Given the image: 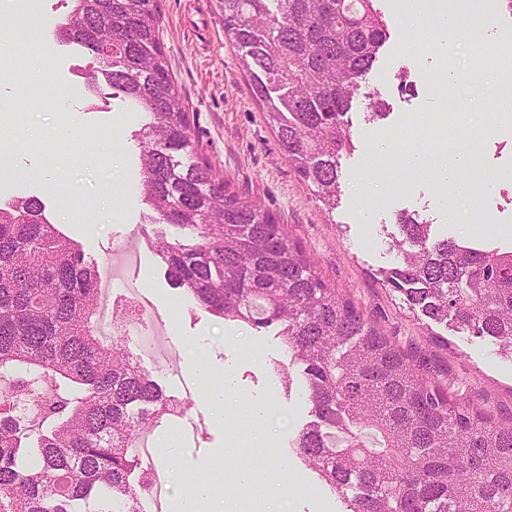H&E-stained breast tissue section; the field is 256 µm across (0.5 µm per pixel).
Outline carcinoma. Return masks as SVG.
<instances>
[{
	"label": "carcinoma",
	"instance_id": "obj_1",
	"mask_svg": "<svg viewBox=\"0 0 512 512\" xmlns=\"http://www.w3.org/2000/svg\"><path fill=\"white\" fill-rule=\"evenodd\" d=\"M57 38L99 62L103 81L149 116L140 132L143 201L176 230L156 250L170 281L227 323L272 325L311 405L289 442L342 512H512V419L495 421L424 373L315 270L274 216L230 190L200 158L166 65L153 0H74ZM376 0H223L253 95L280 147L328 209L340 158L356 150L346 114L390 32ZM369 120L389 115L368 94ZM394 266L382 282L415 313L512 356V249L431 237L395 215ZM100 273L21 198L0 208V512H143L146 470L129 443L168 397L126 347L98 336ZM51 387L37 431L13 416L18 394Z\"/></svg>",
	"mask_w": 512,
	"mask_h": 512
}]
</instances>
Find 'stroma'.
<instances>
[{
    "label": "stroma",
    "instance_id": "1",
    "mask_svg": "<svg viewBox=\"0 0 512 512\" xmlns=\"http://www.w3.org/2000/svg\"><path fill=\"white\" fill-rule=\"evenodd\" d=\"M159 36L169 71L189 114L198 154L223 177L231 190L270 211L311 256L323 279L351 298L369 321L381 325L408 349L424 358L428 371L439 374L450 394L474 403L493 419L512 417V360L501 357L491 342L452 332L403 309L398 294L381 281L382 269L395 255L388 243L398 228L394 215L409 211L432 223L439 236L459 241L488 239L512 245V205L497 209L471 198H452L440 177L451 160L449 133L466 137L467 116L487 113L488 141L478 152L479 178L491 189L512 196V133L500 132L497 109L505 83L500 68L487 71L476 87L465 83L466 43H452L451 33L433 25L402 23L396 0H381L391 32L378 60L360 83V96L347 119L356 142L341 159L342 195L335 210H326L289 164L275 132L251 90L241 53L224 32L221 0H156ZM68 13L65 0H44L47 22L40 40L43 85L71 93L72 111L60 112L29 98L26 74L11 64L0 65V141L12 139L14 151L0 156V203L17 197L41 201L54 227L77 243L86 263L96 265L107 281L105 296L145 298L157 318L154 346H140L136 332L124 338L127 350L150 373L167 396L190 393L182 424L163 419L155 426L156 453L142 465L166 480L168 496H142L145 512H166L180 480L214 481L225 498L238 489L224 481L239 457H263L240 416L252 406L267 409V425L278 433L273 443L280 474L290 490L281 512H342L329 491L310 495L292 492L295 478L310 482L311 472L288 446L309 421V405L298 393H287L273 374L286 362L275 328L255 330L231 325L195 304L183 289L173 287L158 256V235L168 233L153 223L140 185V148L135 131L146 123L145 113L129 107L123 94L109 85L90 93L73 82L74 66L95 60L83 48L57 43L53 32ZM409 69L413 90H402V69ZM380 91L390 114L380 123L367 115V93ZM437 112L448 124L418 127L415 114ZM66 124L80 128L81 139H62ZM419 137L437 158L426 171L407 174L400 158L410 137ZM383 160H376L377 148ZM117 241L134 242V253L112 257ZM203 371L232 369L238 399L223 427H215L203 395L208 382L192 378L187 365ZM176 440L175 456L161 449Z\"/></svg>",
    "mask_w": 512,
    "mask_h": 512
}]
</instances>
